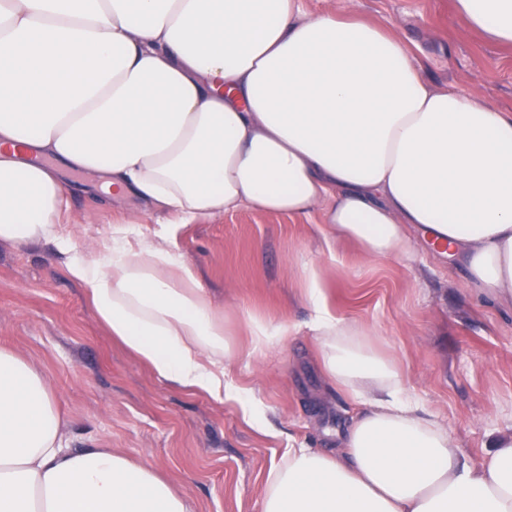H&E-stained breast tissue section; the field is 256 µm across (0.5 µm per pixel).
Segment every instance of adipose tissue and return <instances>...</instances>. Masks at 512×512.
I'll list each match as a JSON object with an SVG mask.
<instances>
[{"mask_svg":"<svg viewBox=\"0 0 512 512\" xmlns=\"http://www.w3.org/2000/svg\"><path fill=\"white\" fill-rule=\"evenodd\" d=\"M467 28L512 45V0H454ZM100 172L168 222L112 227L72 256L97 315L172 387L252 397L225 379L234 348L199 273L162 241L240 208L320 212L365 256L460 258L512 303V110L439 90L380 25L305 0H0V241L73 245L65 174ZM320 364L365 404L337 448H294L262 512H512V430L478 462L405 395L374 330L309 289ZM0 512H194L150 466L72 448L43 377L0 346Z\"/></svg>","mask_w":512,"mask_h":512,"instance_id":"ef3b65f1","label":"adipose tissue"}]
</instances>
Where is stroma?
Returning <instances> with one entry per match:
<instances>
[{"instance_id": "1", "label": "stroma", "mask_w": 512, "mask_h": 512, "mask_svg": "<svg viewBox=\"0 0 512 512\" xmlns=\"http://www.w3.org/2000/svg\"><path fill=\"white\" fill-rule=\"evenodd\" d=\"M310 13L354 15L388 28L435 87L480 90L512 109V48L464 27L453 0H306ZM81 185L61 230L92 258L116 224L144 234L158 216L137 198L105 204L101 175ZM168 245L196 266L236 346L226 378L252 390L253 421L234 400L171 387L112 339L69 256L54 243H0V344L43 376L76 448H108L162 471L196 512H262L272 465L290 448H328L364 409L322 371L308 288L337 317L377 330L401 367L407 395L447 425L462 456L482 455L487 431L512 430V308L475 294L462 264L415 241L414 260H373L321 225L241 208L178 225ZM316 278H309V270ZM291 326L253 352L245 316Z\"/></svg>"}]
</instances>
